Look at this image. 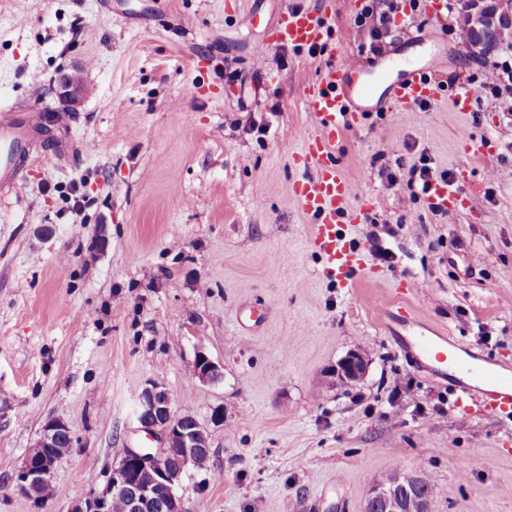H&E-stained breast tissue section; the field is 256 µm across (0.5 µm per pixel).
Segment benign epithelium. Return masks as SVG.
<instances>
[{"label":"benign epithelium","instance_id":"1","mask_svg":"<svg viewBox=\"0 0 512 512\" xmlns=\"http://www.w3.org/2000/svg\"><path fill=\"white\" fill-rule=\"evenodd\" d=\"M465 19L473 30L491 37L500 31L512 28V3L498 0V5L487 6L484 0H464ZM84 93L83 86L71 76H64L58 84V95L69 104L79 101ZM368 361L359 351L346 354L336 365V380L342 383H356L363 379ZM195 373L204 382L218 378L217 366L209 357L199 351L195 357ZM138 419L149 434H161L166 447L158 452L150 448H129L118 465L112 467L107 483L101 490L88 492L79 499L70 512H108L109 502L115 495L128 496L130 512H181L184 500L179 494L183 474L197 465V451L205 429L197 425L189 429L180 418L172 413L169 393L156 384L145 387L139 398ZM67 439V447L74 445L70 427L61 419L52 418L43 426L37 444L40 452L33 450L24 458L15 477L16 488L25 495L40 499L44 487L51 485L55 469L64 453L57 450V443ZM176 451L180 468L165 470L159 466L161 457ZM164 486L169 492L167 504L160 503L157 487ZM377 501L384 512H400L393 489L377 485L369 490L366 502Z\"/></svg>","mask_w":512,"mask_h":512}]
</instances>
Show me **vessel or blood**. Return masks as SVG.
Instances as JSON below:
<instances>
[{"instance_id": "obj_1", "label": "vessel or blood", "mask_w": 512, "mask_h": 512, "mask_svg": "<svg viewBox=\"0 0 512 512\" xmlns=\"http://www.w3.org/2000/svg\"><path fill=\"white\" fill-rule=\"evenodd\" d=\"M330 8L315 11L291 10L269 25L256 49L263 56L280 47L304 48L319 44L328 33ZM444 64L441 52H432L425 63L390 58L398 74L386 90L364 79L358 64L330 65L320 85L309 88L303 98L304 109L316 125V135L308 138L295 154L294 163L301 175L293 183L292 194L300 207L314 216L316 224L311 245L325 265L330 281L347 287L353 276L364 270L363 253L345 233L341 218L353 195L350 180L336 162L333 148L342 130L357 120L358 113L372 112L395 104L414 110L438 98L433 72ZM49 121L41 112L0 111V190L13 191L31 145ZM462 186L432 183L428 201L440 211L463 205ZM391 334L404 337V354L421 367L432 370L440 379H452L455 410L478 412L500 420L512 418V370L502 361L488 357L480 348L459 347L444 330L433 328L406 307L388 313Z\"/></svg>"}]
</instances>
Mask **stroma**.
Masks as SVG:
<instances>
[{
  "label": "stroma",
  "mask_w": 512,
  "mask_h": 512,
  "mask_svg": "<svg viewBox=\"0 0 512 512\" xmlns=\"http://www.w3.org/2000/svg\"><path fill=\"white\" fill-rule=\"evenodd\" d=\"M320 2L0 0V108L40 87L38 111L67 113L71 143L43 131L21 193H0V512H70L127 449L162 448L137 418L149 383L209 434L206 467L179 490L191 512H363L394 471L431 476L430 512H512V422L454 410L450 384L410 365L379 318L412 306L512 365V93L476 91L463 111L450 98L452 77L512 68V33L474 56L456 37L461 11L403 0L384 52L443 50L441 94L338 137L337 163L372 198L365 218L343 219L366 269L339 288L291 195L292 157L314 132L302 97L325 66L376 60L356 25L366 0H335L319 54L255 57L268 23ZM73 72L87 92L69 111L53 85ZM384 153L402 158L397 182ZM423 154L461 179L465 209L412 199ZM403 279L416 288L398 293ZM352 350L368 372L344 384L334 369ZM200 351L221 379L196 376ZM51 418L74 446L37 504L14 478Z\"/></svg>",
  "instance_id": "35a3bbf8"
}]
</instances>
